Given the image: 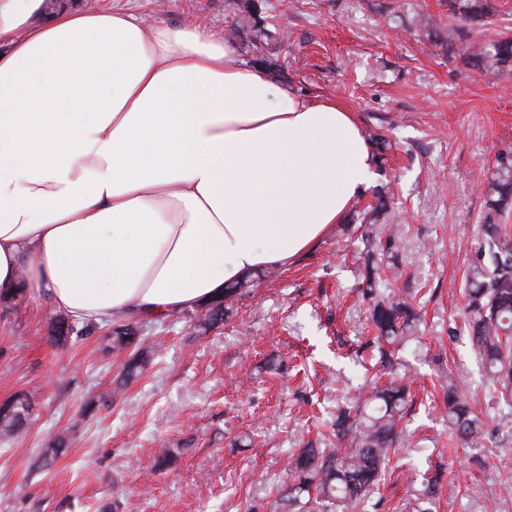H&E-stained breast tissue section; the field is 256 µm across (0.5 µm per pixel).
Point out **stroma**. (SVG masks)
Masks as SVG:
<instances>
[{"mask_svg": "<svg viewBox=\"0 0 512 512\" xmlns=\"http://www.w3.org/2000/svg\"><path fill=\"white\" fill-rule=\"evenodd\" d=\"M175 25L192 19L233 40L238 57L275 84L330 98L363 131L385 130L375 203L401 227L400 277L421 317L400 352L416 404L367 512H421L422 476L441 467L432 512H512V438L494 449L449 440L441 387L456 378L485 420L500 408L462 331L459 284L485 214L484 181L512 152V73L477 71L445 45L460 22L448 0H100ZM359 224L334 225L277 278L258 280L222 324L199 310L135 320L154 343L143 374L110 393L122 357L102 351L101 324L63 344L55 313L26 293L0 320V400L24 394V435L0 441V512H273L285 464L302 441L331 439L338 406L376 373L358 357L370 336L359 286ZM94 411H85L88 400ZM67 446L52 466L41 450ZM175 465L152 473L157 458Z\"/></svg>", "mask_w": 512, "mask_h": 512, "instance_id": "stroma-1", "label": "stroma"}]
</instances>
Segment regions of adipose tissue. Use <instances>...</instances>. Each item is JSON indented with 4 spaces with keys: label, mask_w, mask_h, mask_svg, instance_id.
Here are the masks:
<instances>
[{
    "label": "adipose tissue",
    "mask_w": 512,
    "mask_h": 512,
    "mask_svg": "<svg viewBox=\"0 0 512 512\" xmlns=\"http://www.w3.org/2000/svg\"><path fill=\"white\" fill-rule=\"evenodd\" d=\"M375 178L355 112L212 29L0 0L2 295L163 320L310 253Z\"/></svg>",
    "instance_id": "ef3b65f1"
}]
</instances>
